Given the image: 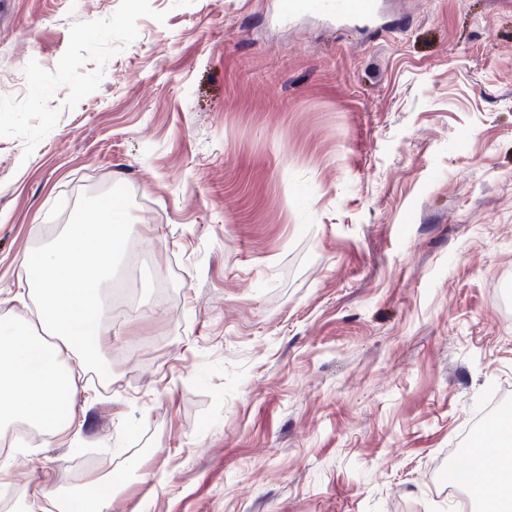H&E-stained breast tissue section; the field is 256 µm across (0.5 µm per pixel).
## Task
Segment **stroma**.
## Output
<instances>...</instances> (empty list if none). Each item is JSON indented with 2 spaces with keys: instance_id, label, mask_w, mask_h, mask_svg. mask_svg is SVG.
I'll list each match as a JSON object with an SVG mask.
<instances>
[{
  "instance_id": "stroma-1",
  "label": "stroma",
  "mask_w": 512,
  "mask_h": 512,
  "mask_svg": "<svg viewBox=\"0 0 512 512\" xmlns=\"http://www.w3.org/2000/svg\"><path fill=\"white\" fill-rule=\"evenodd\" d=\"M369 38L278 0H12L0 316L26 254L120 195L105 369L27 430L108 512H462L512 404V0H391ZM481 431L476 430L473 432L462 444L461 448H456V451L451 460L456 462L455 469L449 474V480L453 483H462L461 475L470 466L472 455L469 454L470 446L478 441Z\"/></svg>"
}]
</instances>
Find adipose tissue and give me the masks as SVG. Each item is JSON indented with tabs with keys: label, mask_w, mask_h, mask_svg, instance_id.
Wrapping results in <instances>:
<instances>
[{
	"label": "adipose tissue",
	"mask_w": 512,
	"mask_h": 512,
	"mask_svg": "<svg viewBox=\"0 0 512 512\" xmlns=\"http://www.w3.org/2000/svg\"><path fill=\"white\" fill-rule=\"evenodd\" d=\"M126 229L124 212L105 201L91 209L90 220L73 224L61 237L28 255L15 294L31 299L29 316L0 319V436L27 425L51 435L82 428L75 405L86 366L102 364L101 338L108 308L101 294L111 271L112 253ZM503 451L479 456L477 472L494 471V483L481 496L492 512H512V437ZM112 481L89 477L80 490L65 492L49 476L33 486L32 512H106Z\"/></svg>",
	"instance_id": "ef3b65f1"
}]
</instances>
